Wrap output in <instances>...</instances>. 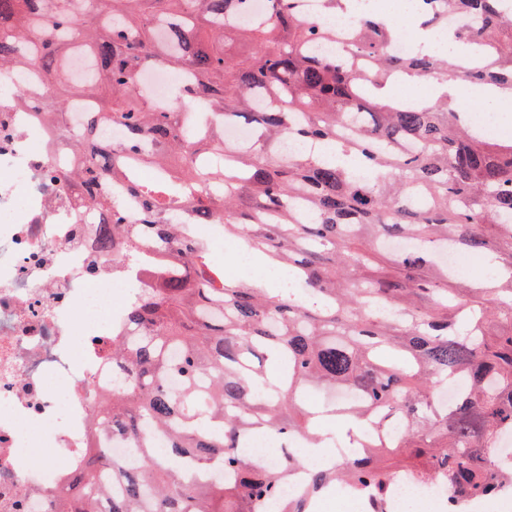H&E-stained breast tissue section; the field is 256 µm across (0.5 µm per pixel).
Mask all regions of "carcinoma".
I'll return each instance as SVG.
<instances>
[{
  "label": "carcinoma",
  "mask_w": 512,
  "mask_h": 512,
  "mask_svg": "<svg viewBox=\"0 0 512 512\" xmlns=\"http://www.w3.org/2000/svg\"><path fill=\"white\" fill-rule=\"evenodd\" d=\"M265 2L239 23L248 0H0V82L31 61L46 86L59 54L77 42L93 49L96 74L79 95L99 111L83 139L66 143L85 162L47 178L78 210L102 215V257L145 265L151 281L124 315L139 335H112V368L130 381L103 402L112 436L138 448V464L88 449L61 512H265L277 499L279 512H311L336 488L365 495L367 512H390L398 474L444 488L448 512H461L470 496L512 487V462L498 453L512 432V138L480 132L445 96L385 106L369 94L399 73L512 89V11L502 0H424L423 25L488 57L455 70L418 48L390 53L393 26L373 16L338 61L313 50L336 42L333 27L294 0ZM450 15L466 28L448 25ZM235 33L250 41L248 55L229 42ZM152 66L174 73L182 102H207V135L187 130L177 106L159 110L132 91ZM239 118L257 138L232 148L220 128ZM111 120L128 141L109 155L97 134ZM290 137L320 150L286 158ZM328 146L360 167L328 163ZM146 163L160 177L129 182L140 203L132 216L104 184L108 170ZM183 219L220 225L288 268L295 287L228 282L204 241L178 237ZM390 238L416 247L388 250ZM448 246L496 253L506 271L460 278L437 258ZM458 378L464 393L443 405L442 386ZM336 386L360 394L350 413L365 432L395 426L396 441L363 442V453L325 468L292 455L256 466L239 453L249 431L315 443L321 411L303 407V390ZM149 426L168 432L166 456L150 447ZM187 456L198 474L183 471ZM300 470L301 494L280 499Z\"/></svg>",
  "instance_id": "carcinoma-1"
}]
</instances>
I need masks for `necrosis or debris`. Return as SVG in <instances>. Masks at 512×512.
Wrapping results in <instances>:
<instances>
[{
	"label": "necrosis or debris",
	"instance_id": "necrosis-or-debris-1",
	"mask_svg": "<svg viewBox=\"0 0 512 512\" xmlns=\"http://www.w3.org/2000/svg\"><path fill=\"white\" fill-rule=\"evenodd\" d=\"M395 23L391 53L413 51L398 0H365ZM41 88L9 114L0 134V512H52L76 458L92 446L133 463L138 455L105 426L100 403L112 391L110 337L146 286L145 272L100 257L89 227L74 221L67 195L52 191L47 168L74 170L64 134H80L95 99L76 96L64 128L42 115ZM446 496L395 483L393 512H442Z\"/></svg>",
	"mask_w": 512,
	"mask_h": 512
}]
</instances>
